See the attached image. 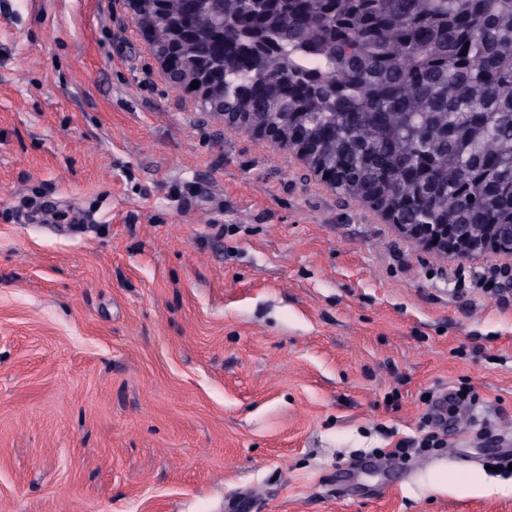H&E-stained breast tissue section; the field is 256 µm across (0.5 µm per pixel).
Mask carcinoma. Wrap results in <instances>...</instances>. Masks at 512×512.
<instances>
[{
	"label": "carcinoma",
	"mask_w": 512,
	"mask_h": 512,
	"mask_svg": "<svg viewBox=\"0 0 512 512\" xmlns=\"http://www.w3.org/2000/svg\"><path fill=\"white\" fill-rule=\"evenodd\" d=\"M140 0L157 51L200 79L204 110L299 134L346 193L379 189L404 224H512V0ZM266 29L259 69L236 45Z\"/></svg>",
	"instance_id": "obj_1"
}]
</instances>
